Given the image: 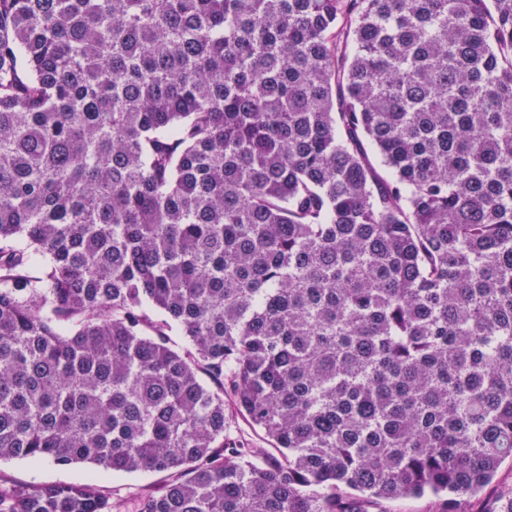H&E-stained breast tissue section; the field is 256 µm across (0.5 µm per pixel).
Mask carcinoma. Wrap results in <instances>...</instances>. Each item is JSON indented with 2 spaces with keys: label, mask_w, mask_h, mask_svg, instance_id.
<instances>
[{
  "label": "carcinoma",
  "mask_w": 512,
  "mask_h": 512,
  "mask_svg": "<svg viewBox=\"0 0 512 512\" xmlns=\"http://www.w3.org/2000/svg\"><path fill=\"white\" fill-rule=\"evenodd\" d=\"M506 458L512 0H0V461L369 512ZM228 434L229 437L234 439L243 448H265L266 452L269 453V460L272 461L275 457L279 458L264 434L259 429L252 427L240 414H234L230 418Z\"/></svg>",
  "instance_id": "obj_1"
}]
</instances>
